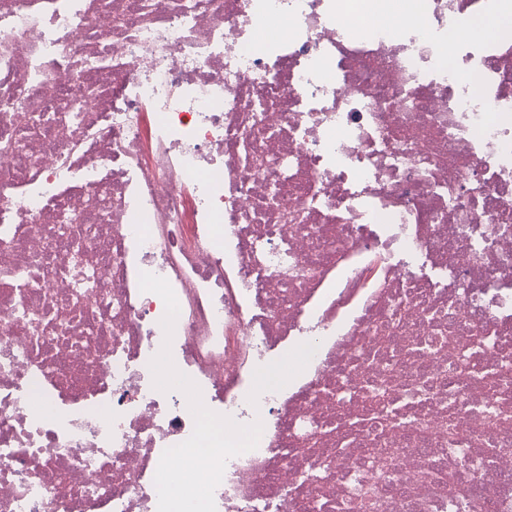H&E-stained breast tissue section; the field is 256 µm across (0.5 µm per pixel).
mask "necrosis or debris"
<instances>
[{
	"instance_id": "1",
	"label": "necrosis or debris",
	"mask_w": 512,
	"mask_h": 512,
	"mask_svg": "<svg viewBox=\"0 0 512 512\" xmlns=\"http://www.w3.org/2000/svg\"><path fill=\"white\" fill-rule=\"evenodd\" d=\"M488 17L512 0H0V512H447L445 471L512 512ZM286 350L305 374L257 388ZM207 417L224 451L185 456Z\"/></svg>"
}]
</instances>
